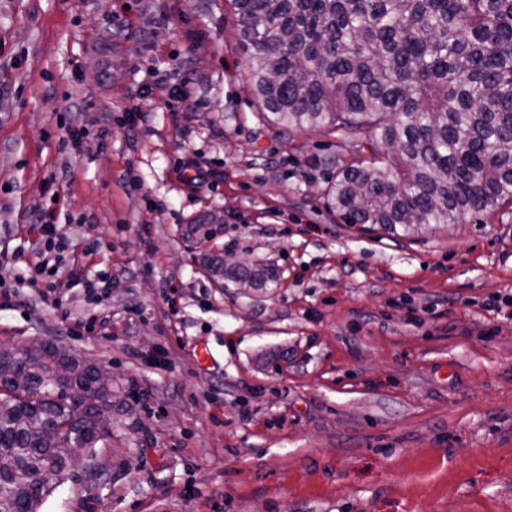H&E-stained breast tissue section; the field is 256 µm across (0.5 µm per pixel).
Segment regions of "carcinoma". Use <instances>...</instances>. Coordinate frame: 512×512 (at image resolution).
Masks as SVG:
<instances>
[{"instance_id": "cac0c4a2", "label": "carcinoma", "mask_w": 512, "mask_h": 512, "mask_svg": "<svg viewBox=\"0 0 512 512\" xmlns=\"http://www.w3.org/2000/svg\"><path fill=\"white\" fill-rule=\"evenodd\" d=\"M249 80L272 123L328 129L346 149L324 158L329 205L347 224L393 230L458 224L512 204V0H228ZM0 346V512L67 479L49 430L94 449L97 424L73 419L83 395L112 408L97 366L55 345L33 365Z\"/></svg>"}]
</instances>
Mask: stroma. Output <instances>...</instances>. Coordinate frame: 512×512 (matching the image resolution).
I'll list each match as a JSON object with an SVG mask.
<instances>
[{"label":"stroma","instance_id":"stroma-1","mask_svg":"<svg viewBox=\"0 0 512 512\" xmlns=\"http://www.w3.org/2000/svg\"><path fill=\"white\" fill-rule=\"evenodd\" d=\"M247 74L224 0H0V344L113 372L111 437L39 512H512V208L362 232L337 136L280 135ZM57 216L53 211H44L38 219V232L41 241L44 243V249L51 251L60 244L57 242L58 235L56 233Z\"/></svg>","mask_w":512,"mask_h":512}]
</instances>
